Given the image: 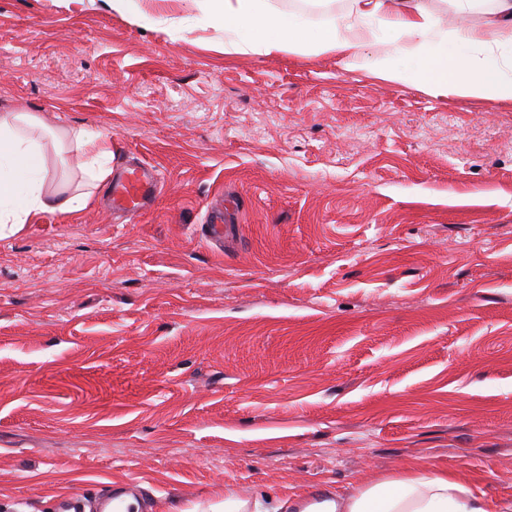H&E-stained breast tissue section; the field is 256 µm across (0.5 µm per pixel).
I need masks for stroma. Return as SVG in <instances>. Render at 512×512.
<instances>
[{
    "label": "stroma",
    "instance_id": "1",
    "mask_svg": "<svg viewBox=\"0 0 512 512\" xmlns=\"http://www.w3.org/2000/svg\"><path fill=\"white\" fill-rule=\"evenodd\" d=\"M139 3L0 0V112L158 177L138 216L107 182L0 238V512L132 480L274 512L410 465L512 512V105Z\"/></svg>",
    "mask_w": 512,
    "mask_h": 512
}]
</instances>
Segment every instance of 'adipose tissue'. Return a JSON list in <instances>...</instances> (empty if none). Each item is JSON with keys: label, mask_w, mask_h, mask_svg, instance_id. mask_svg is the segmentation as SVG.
<instances>
[{"label": "adipose tissue", "mask_w": 512, "mask_h": 512, "mask_svg": "<svg viewBox=\"0 0 512 512\" xmlns=\"http://www.w3.org/2000/svg\"><path fill=\"white\" fill-rule=\"evenodd\" d=\"M491 2L488 23L500 30L504 50L493 49L480 30L443 29L421 0H396L386 11L385 0H347L346 11L322 28L301 24L284 15L275 0H202L207 23L222 26L230 42L266 55L308 47L336 54L342 64L363 57L376 39L391 46L374 66L388 81L406 88L425 87L435 96H476L512 103V0H450L460 12L480 10ZM31 112L0 113V236L17 231L43 214L71 215L85 209L93 191L45 187L42 146L30 137L43 128ZM76 145L89 157L95 185L112 174L111 143L102 133L73 131ZM336 512H502L500 503L459 482L447 472L420 473L407 469L401 476L357 489Z\"/></svg>", "instance_id": "ef3b65f1"}]
</instances>
